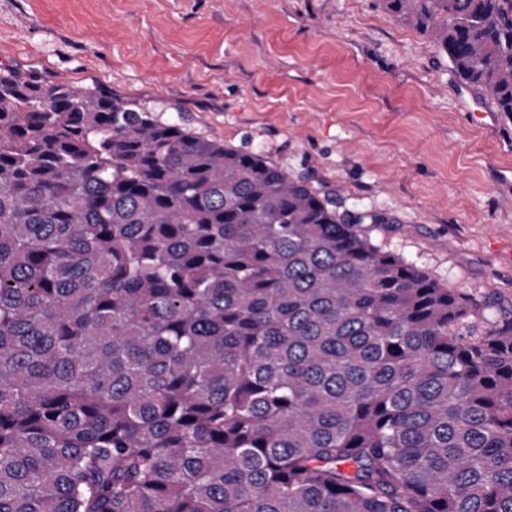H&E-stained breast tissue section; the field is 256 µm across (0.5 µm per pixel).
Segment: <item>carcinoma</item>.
I'll list each match as a JSON object with an SVG mask.
<instances>
[{"label": "carcinoma", "mask_w": 512, "mask_h": 512, "mask_svg": "<svg viewBox=\"0 0 512 512\" xmlns=\"http://www.w3.org/2000/svg\"><path fill=\"white\" fill-rule=\"evenodd\" d=\"M512 120V0H379ZM269 161L0 71V512H512V320Z\"/></svg>", "instance_id": "cac0c4a2"}]
</instances>
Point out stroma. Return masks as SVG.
Returning <instances> with one entry per match:
<instances>
[{
  "label": "stroma",
  "instance_id": "35a3bbf8",
  "mask_svg": "<svg viewBox=\"0 0 512 512\" xmlns=\"http://www.w3.org/2000/svg\"><path fill=\"white\" fill-rule=\"evenodd\" d=\"M261 152L512 318V121L377 0H0V69Z\"/></svg>",
  "mask_w": 512,
  "mask_h": 512
}]
</instances>
